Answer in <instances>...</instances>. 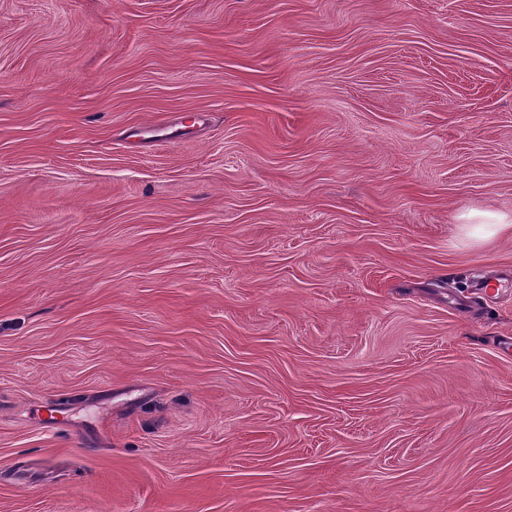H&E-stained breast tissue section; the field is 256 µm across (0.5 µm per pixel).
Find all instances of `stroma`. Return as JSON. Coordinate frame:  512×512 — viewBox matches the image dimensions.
Listing matches in <instances>:
<instances>
[{
    "label": "stroma",
    "instance_id": "obj_1",
    "mask_svg": "<svg viewBox=\"0 0 512 512\" xmlns=\"http://www.w3.org/2000/svg\"><path fill=\"white\" fill-rule=\"evenodd\" d=\"M471 212L512 0H0V512H512Z\"/></svg>",
    "mask_w": 512,
    "mask_h": 512
}]
</instances>
